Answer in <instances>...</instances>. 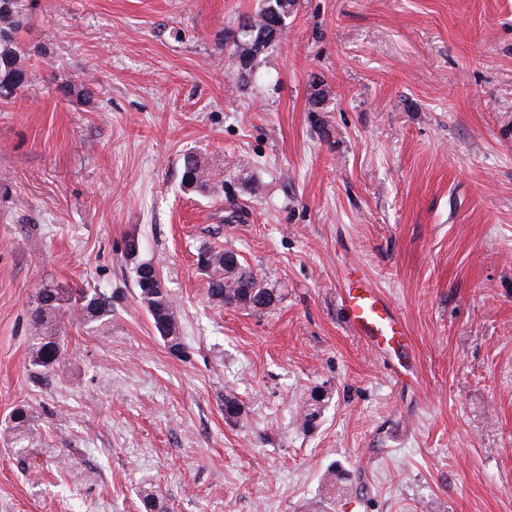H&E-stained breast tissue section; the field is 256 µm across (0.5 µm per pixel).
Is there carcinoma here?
Wrapping results in <instances>:
<instances>
[{
    "label": "carcinoma",
    "mask_w": 512,
    "mask_h": 512,
    "mask_svg": "<svg viewBox=\"0 0 512 512\" xmlns=\"http://www.w3.org/2000/svg\"><path fill=\"white\" fill-rule=\"evenodd\" d=\"M292 0H262L259 10L242 19L237 31L224 38V44H232L229 58L241 61L246 57L254 61L257 55L277 41L272 36L271 23L281 17L288 19ZM26 19L24 0H0V101L9 102L18 97L27 83V72L18 56L21 49L15 33ZM183 187L205 188L208 172L204 161L195 153L183 157ZM135 260L134 283L138 303L148 314L160 339L175 356L185 350L184 336L176 316L175 304L168 290L160 287L151 276L154 265L149 261ZM198 268L208 277L209 299L217 306H232L254 311L274 307L278 293L267 287L262 278L246 268L238 255L230 250L204 246L196 254ZM114 297L97 289H78L63 292L57 288L39 290L31 310L29 353L30 366L42 376L54 372L64 355V339L61 322L77 316L86 326H105L112 322ZM224 419L231 423L243 417V407L238 394L230 387L224 388ZM350 478L340 468L331 467L324 473L323 486L329 498L336 492H347Z\"/></svg>",
    "instance_id": "cac0c4a2"
}]
</instances>
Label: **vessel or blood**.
Here are the masks:
<instances>
[{"label":"vessel or blood","instance_id":"vessel-or-blood-1","mask_svg":"<svg viewBox=\"0 0 512 512\" xmlns=\"http://www.w3.org/2000/svg\"><path fill=\"white\" fill-rule=\"evenodd\" d=\"M340 299L346 325L354 336L375 347L405 338L406 327L400 314L379 291L367 287L361 279H350Z\"/></svg>","mask_w":512,"mask_h":512}]
</instances>
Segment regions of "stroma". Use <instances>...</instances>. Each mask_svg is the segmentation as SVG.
I'll use <instances>...</instances> for the list:
<instances>
[{
	"instance_id": "1",
	"label": "stroma",
	"mask_w": 512,
	"mask_h": 512,
	"mask_svg": "<svg viewBox=\"0 0 512 512\" xmlns=\"http://www.w3.org/2000/svg\"><path fill=\"white\" fill-rule=\"evenodd\" d=\"M258 5L29 0L27 87L0 103V512H141L154 490L166 512H512V0H294L244 84L220 36ZM189 150L223 191L183 188ZM131 236L184 357L135 297ZM205 244L275 308L214 305ZM354 266L404 319L412 373L349 332ZM46 285L116 302L64 323L37 378ZM333 463L359 493L329 501Z\"/></svg>"
}]
</instances>
